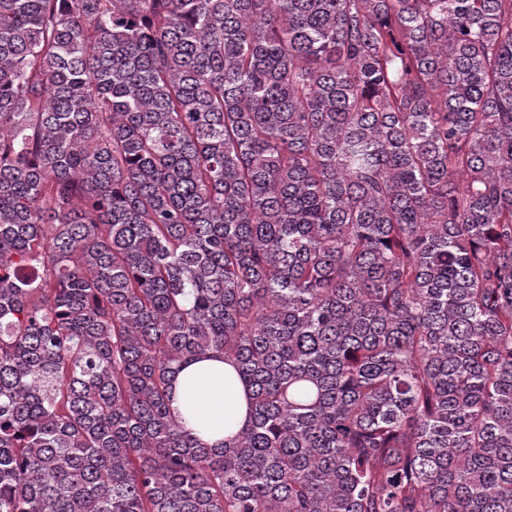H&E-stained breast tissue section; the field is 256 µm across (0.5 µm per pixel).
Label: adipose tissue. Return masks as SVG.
<instances>
[{"label":"adipose tissue","instance_id":"ef3b65f1","mask_svg":"<svg viewBox=\"0 0 512 512\" xmlns=\"http://www.w3.org/2000/svg\"><path fill=\"white\" fill-rule=\"evenodd\" d=\"M248 390L232 368L209 359L182 367L172 382V407L186 420L187 428L211 447L227 437L225 422L242 428L249 420Z\"/></svg>","mask_w":512,"mask_h":512}]
</instances>
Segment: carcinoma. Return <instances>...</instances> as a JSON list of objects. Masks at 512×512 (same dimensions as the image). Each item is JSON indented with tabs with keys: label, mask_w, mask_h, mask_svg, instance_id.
Masks as SVG:
<instances>
[{
	"label": "carcinoma",
	"mask_w": 512,
	"mask_h": 512,
	"mask_svg": "<svg viewBox=\"0 0 512 512\" xmlns=\"http://www.w3.org/2000/svg\"><path fill=\"white\" fill-rule=\"evenodd\" d=\"M0 512H512V0H0ZM248 390L224 362L200 359L182 367L172 382V407L187 428L211 447H220L249 420ZM231 418L233 427L224 430Z\"/></svg>",
	"instance_id": "cac0c4a2"
}]
</instances>
